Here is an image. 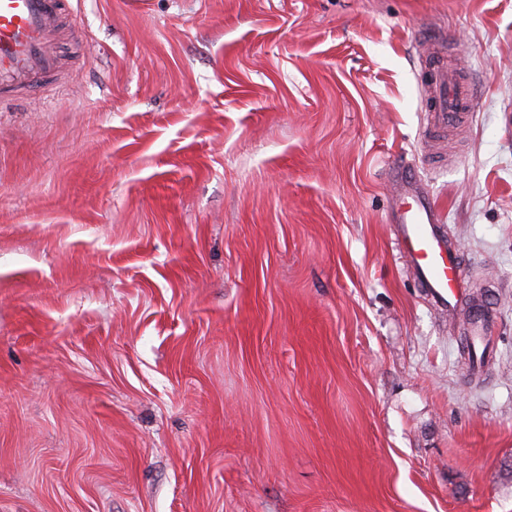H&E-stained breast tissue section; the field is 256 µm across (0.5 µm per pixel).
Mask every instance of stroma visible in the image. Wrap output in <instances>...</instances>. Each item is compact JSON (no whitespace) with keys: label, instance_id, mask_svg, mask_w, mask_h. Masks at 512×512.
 <instances>
[{"label":"stroma","instance_id":"1","mask_svg":"<svg viewBox=\"0 0 512 512\" xmlns=\"http://www.w3.org/2000/svg\"><path fill=\"white\" fill-rule=\"evenodd\" d=\"M59 53L0 103V512H512V0H78ZM427 110L435 133L462 127L473 109L471 86L463 74L448 62L428 61L425 80ZM393 223L430 299L442 309H454L465 295L458 251L445 239L434 203L410 178L400 177Z\"/></svg>","mask_w":512,"mask_h":512}]
</instances>
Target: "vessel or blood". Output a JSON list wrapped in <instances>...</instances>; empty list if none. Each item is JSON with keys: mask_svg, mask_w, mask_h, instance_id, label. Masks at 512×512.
Masks as SVG:
<instances>
[{"mask_svg": "<svg viewBox=\"0 0 512 512\" xmlns=\"http://www.w3.org/2000/svg\"><path fill=\"white\" fill-rule=\"evenodd\" d=\"M70 0H0V93L19 94L59 71L54 53L60 17ZM427 112L434 132L462 127L473 109L471 86L443 61L427 64ZM393 222L413 273L430 299L454 309L465 295L457 249L443 235L437 210L418 185L399 182Z\"/></svg>", "mask_w": 512, "mask_h": 512, "instance_id": "obj_1", "label": "vessel or blood"}]
</instances>
